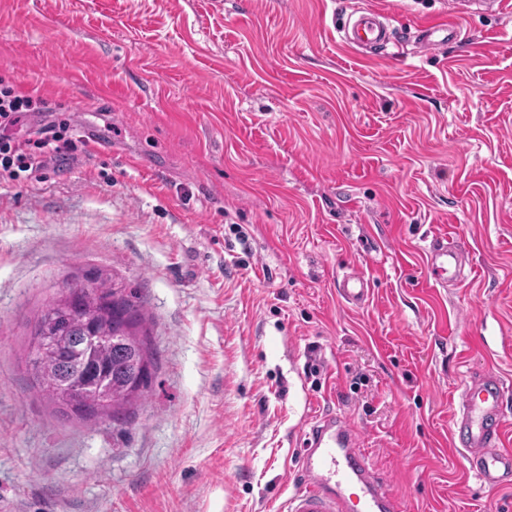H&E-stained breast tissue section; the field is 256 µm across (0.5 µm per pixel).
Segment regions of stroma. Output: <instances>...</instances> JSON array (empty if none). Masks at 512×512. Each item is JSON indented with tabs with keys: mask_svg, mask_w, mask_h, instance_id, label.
<instances>
[{
	"mask_svg": "<svg viewBox=\"0 0 512 512\" xmlns=\"http://www.w3.org/2000/svg\"><path fill=\"white\" fill-rule=\"evenodd\" d=\"M349 2L0 0V81L91 139L0 185V512H281L326 415L404 512H512L450 443L478 370L512 421V12L426 54L448 0H361L398 43L363 56ZM442 235L469 260L450 288ZM98 271L155 352L119 422L62 414L27 366L40 310ZM464 256L448 237H435L427 251V273L433 286L447 288L462 277ZM338 293L341 298L352 307H359L369 300L370 288L360 272L346 274L337 282Z\"/></svg>",
	"mask_w": 512,
	"mask_h": 512,
	"instance_id": "35a3bbf8",
	"label": "stroma"
}]
</instances>
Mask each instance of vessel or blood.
<instances>
[{
  "mask_svg": "<svg viewBox=\"0 0 512 512\" xmlns=\"http://www.w3.org/2000/svg\"><path fill=\"white\" fill-rule=\"evenodd\" d=\"M459 13L505 14L512 0H453ZM381 12L360 11L349 42L385 52L389 38L381 25ZM419 48L435 53L455 42L453 24L435 21L421 25ZM464 256L447 238L435 237L427 251V273L433 286L445 288L462 277ZM338 293L350 306L369 299L370 290L360 272L346 274ZM504 385L493 370L470 378L458 396L452 443L459 448L481 486L500 487L512 480V449L505 445ZM302 455L304 485L292 492L286 512H403L401 497L373 469L354 431L341 419L322 417L306 432Z\"/></svg>",
  "mask_w": 512,
  "mask_h": 512,
  "instance_id": "1",
  "label": "vessel or blood"
}]
</instances>
